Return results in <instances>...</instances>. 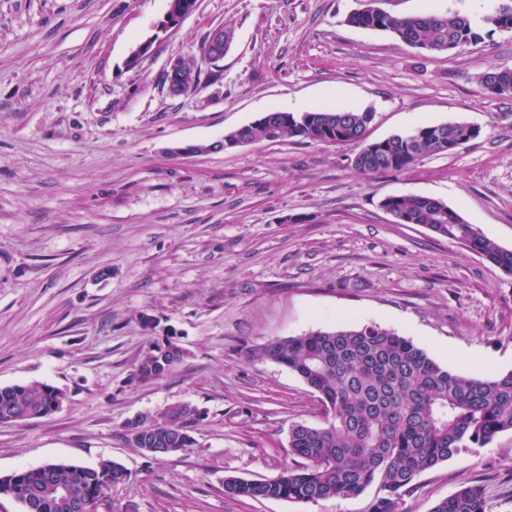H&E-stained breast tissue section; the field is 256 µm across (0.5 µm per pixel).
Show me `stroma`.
Returning a JSON list of instances; mask_svg holds the SVG:
<instances>
[{
  "label": "stroma",
  "mask_w": 512,
  "mask_h": 512,
  "mask_svg": "<svg viewBox=\"0 0 512 512\" xmlns=\"http://www.w3.org/2000/svg\"><path fill=\"white\" fill-rule=\"evenodd\" d=\"M493 2L381 0L398 16L457 13L480 27L478 43L422 54L346 25L357 0H199L160 34L168 0H0V387L67 395L50 416L0 424V476L111 459L131 478L98 512H364L367 493H225V478L295 465L291 424L322 422L316 394L249 347L376 323L452 371L512 370V276L379 206L435 198L512 250V99L476 82L512 67V31L482 24ZM219 26L234 39L213 67L199 49ZM153 34L152 53L128 65ZM177 61L201 70L180 96L166 82ZM319 108L372 109L373 140L448 121L480 134L372 175L350 143L215 147L269 111ZM169 332L182 365L134 381ZM175 403L204 412L194 446L134 448L126 420ZM464 485L483 488L487 512H512V432L422 473L401 512H432Z\"/></svg>",
  "instance_id": "35a3bbf8"
}]
</instances>
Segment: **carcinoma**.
Returning <instances> with one entry per match:
<instances>
[{
	"instance_id": "1",
	"label": "carcinoma",
	"mask_w": 512,
	"mask_h": 512,
	"mask_svg": "<svg viewBox=\"0 0 512 512\" xmlns=\"http://www.w3.org/2000/svg\"><path fill=\"white\" fill-rule=\"evenodd\" d=\"M346 23L385 32L406 45L427 52L449 53L481 39L468 18L459 14L400 17L386 14L378 0H360ZM486 26L512 30V4L484 16ZM477 83L491 97H512V68L490 67ZM311 120L291 124L272 121L242 130L249 143L299 138L319 143L352 142L359 146L354 165L370 175L411 167L426 154L442 153L441 142L464 145L472 140L466 123L449 121L394 134L369 151V110H312ZM392 217L406 224H423L436 235L458 241L512 276V250L481 235L455 209L434 208L420 196L391 195L380 202ZM148 349L136 365L141 383L163 379L182 364L186 351L166 339ZM254 360H271L287 367L319 394L324 417L320 425L294 423L288 444L301 459L271 480H224V491L255 500L314 503L351 498L377 486L366 512H400L403 496L422 472L467 448H482L502 432L512 431V371L486 377L455 373L432 360L423 349L395 331L377 324L267 341L248 350ZM63 392L34 381L0 387V419L15 409L21 420L47 415ZM171 424L158 429L160 437L181 438L180 448L194 445L193 431L200 415L175 404L165 410ZM60 486L70 484L105 501L106 491L130 480L119 462L103 460L94 467L65 462L51 464ZM15 497L47 499L44 512H69L57 489L47 484L39 467L22 469L0 482ZM432 512H486L483 489L463 486L440 501Z\"/></svg>"
}]
</instances>
